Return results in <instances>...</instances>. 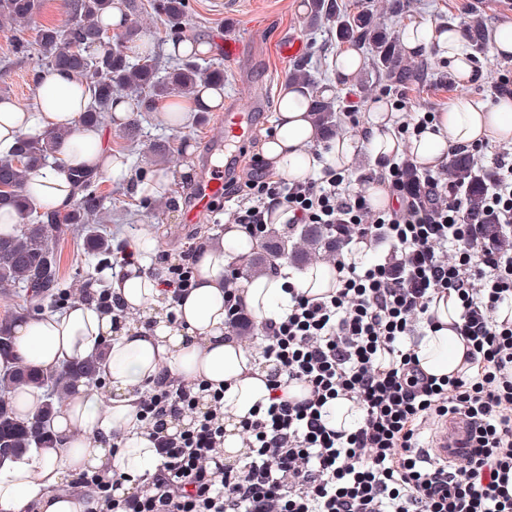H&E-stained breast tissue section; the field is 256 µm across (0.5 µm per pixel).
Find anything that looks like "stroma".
Here are the masks:
<instances>
[{
    "label": "stroma",
    "mask_w": 512,
    "mask_h": 512,
    "mask_svg": "<svg viewBox=\"0 0 512 512\" xmlns=\"http://www.w3.org/2000/svg\"><path fill=\"white\" fill-rule=\"evenodd\" d=\"M140 10L128 13L129 21L139 25L147 37L148 52L169 61V42L165 38L166 25L149 7L150 0H137ZM301 0H190L188 16L184 21V37L212 42L211 53L205 55L208 63L224 70V101L248 106L255 89L264 91V117L257 126L248 152L241 161L242 168L260 159L261 144L274 128L278 88L297 68L309 69L318 83L331 79L336 66V38L329 22L309 26V14L299 7ZM351 11L363 9L373 15L390 32H398L416 21L441 23L448 20L460 24L478 20L485 29L512 21V0H342ZM234 31L243 41L239 56L224 52V36ZM31 31L19 32L0 24V93L21 103L32 102V63L28 57L16 54L19 38H31ZM298 43L293 55H286L290 43ZM487 74L473 85H457L447 68L434 56H405L411 69L420 71L419 80L406 84L380 81L371 95L360 93L358 86L337 90L334 98L341 113L344 135H355L369 117L367 98H386L396 102L404 98V120H411L419 112H444L455 98L470 93L483 98H495L493 84L500 75L512 78V62L494 58L490 51L478 50ZM357 101L355 116H347L349 101ZM217 112L198 113L192 126L178 129L166 123L162 113L139 116L140 133L132 138L127 127H113L111 119H103L112 147L124 154L128 172L125 179L115 180L102 175L98 187L105 203L112 209V222L107 227L112 253L109 263H101L98 255L88 250L81 233L70 232L56 242L60 255L61 289L72 301L82 299L83 291L98 295L109 290L113 276L118 273L114 263L126 246L148 237L154 240L157 254L176 255L191 247H201L219 236L225 224L231 221V210L222 206L206 215L200 223L189 226L184 222V193L199 172L200 155L207 139L223 134L224 126ZM188 168L189 173L177 179L166 195L161 208L150 206L148 199L136 196L132 190L135 180L153 170Z\"/></svg>",
    "instance_id": "1"
}]
</instances>
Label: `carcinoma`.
Segmentation results:
<instances>
[{
  "label": "carcinoma",
  "mask_w": 512,
  "mask_h": 512,
  "mask_svg": "<svg viewBox=\"0 0 512 512\" xmlns=\"http://www.w3.org/2000/svg\"><path fill=\"white\" fill-rule=\"evenodd\" d=\"M71 19L70 26L38 25L34 27L37 55L32 58L33 71H65L89 81L91 101L83 112L80 123L98 125L102 114L109 111L114 92L123 91L137 102L138 111L156 112L160 102L178 95L192 99L202 84L221 87L224 71L209 63L201 64L188 58L170 65L165 73L158 70L154 55L135 59L125 51V44L139 35L133 25L117 38L107 41L101 16L112 8L114 0H64ZM42 8V0H0V21L14 27L28 28ZM152 10L168 26L172 35L182 30L188 13V0H152ZM332 19L336 39L352 41L370 49L368 71L360 79V86L370 88L371 75H384L388 79L407 83L413 75L402 66L401 48L374 19L371 12L361 10L355 14L344 12L334 0H312L310 24L321 17ZM316 121L329 136L341 133L336 121L334 100H312ZM69 131H52L38 136H23L11 153L0 157V207H11L23 219L16 230L0 234V289L23 288L32 299H45L58 294L59 266L55 253V240L73 225L86 227V246L103 256L111 248L106 237L94 225L109 221L104 198L97 191L99 175L93 171L67 169L68 179L78 190L74 207L64 212L44 211L24 194L30 177L47 167H60L55 148L58 140ZM451 177L467 190L469 214L478 218L486 237H500L495 217L483 209L486 191L492 175L480 168L469 154H457L448 161ZM284 244L269 241L252 260V272L263 274L271 259L279 256ZM330 244L323 228L307 225L290 251V256L302 261H320L330 256ZM0 355L14 361L11 370L0 375V392L22 387H36L46 391L45 402L33 419L22 421L10 403L0 397V457L16 459L33 448H51L54 438L49 421L56 411L55 403L68 395L79 381L91 383L103 354L90 355L82 363L56 375H45L24 365L17 357L9 321L0 320Z\"/></svg>",
  "instance_id": "carcinoma-1"
}]
</instances>
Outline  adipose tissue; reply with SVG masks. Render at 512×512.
I'll use <instances>...</instances> for the list:
<instances>
[{
  "instance_id": "adipose-tissue-1",
  "label": "adipose tissue",
  "mask_w": 512,
  "mask_h": 512,
  "mask_svg": "<svg viewBox=\"0 0 512 512\" xmlns=\"http://www.w3.org/2000/svg\"><path fill=\"white\" fill-rule=\"evenodd\" d=\"M399 41L410 55L435 54L460 84L479 82L484 75L459 24L416 21L401 29ZM33 91L31 110L12 99L0 100L1 153L22 135L70 128L73 136L57 148L63 165L105 174L124 169V157L108 145L103 128L78 123L90 98L84 79L44 71L35 78ZM369 111L355 137L325 140L302 88L283 82L276 125L263 145L262 158L272 172L303 182L326 166L348 168L360 151L370 155L377 171L403 153L421 167L436 169L456 151L480 144L512 145L508 95L494 102L476 97L455 101L432 125L405 140L395 131L399 115L387 100L373 101ZM25 191L48 211L67 208L78 195L66 175L50 167L34 175ZM254 248L238 225H225L221 240L196 254L194 288L175 301L163 285L164 264L152 258L150 242L137 241L122 271L113 277L111 293L121 309L141 313L142 323H116L111 310L89 299L61 313L15 320V347L40 372L58 371L105 349L106 391L75 386L50 422L54 447L0 467V512H85L84 497L70 489L71 481L85 472L121 475L118 495L135 491L158 462L138 415L140 394L147 387L173 380L223 388L224 418L230 428L267 405L268 369L260 368L252 350L224 333V272L243 264ZM292 286L325 294L335 288L336 272L320 265L290 277L274 273L249 279L241 293L243 305L259 322L280 321L288 312ZM457 306L453 295L432 306L437 327L427 331L416 348L426 374L448 375L463 363L466 345L452 328Z\"/></svg>"
}]
</instances>
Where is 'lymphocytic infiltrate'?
<instances>
[{"mask_svg":"<svg viewBox=\"0 0 512 512\" xmlns=\"http://www.w3.org/2000/svg\"><path fill=\"white\" fill-rule=\"evenodd\" d=\"M494 177L485 203L502 247L468 222L467 203L435 170L417 168L425 192L410 193L400 162L382 174L395 208L372 210L361 193L369 175L329 167L295 182L255 166L243 186H227L232 221L263 242L274 212L286 233L318 224L338 273L334 292L292 291L288 314L263 325L253 344L270 368V405L241 422L242 447L224 456L223 390L165 383L140 401L160 463L143 490L115 496L116 479L83 473L95 512H512V155L489 152ZM386 246L371 265L359 252ZM246 278L224 273L226 335L249 318L240 293ZM456 294L454 329L466 343L462 367L434 378L421 369L415 338L433 328V301ZM307 394L284 398L291 385ZM354 402V432L325 426L322 407ZM464 414L475 428L457 468L428 459L421 446L430 417ZM188 417L169 432L167 419Z\"/></svg>","mask_w":512,"mask_h":512,"instance_id":"lymphocytic-infiltrate-1","label":"lymphocytic infiltrate"}]
</instances>
